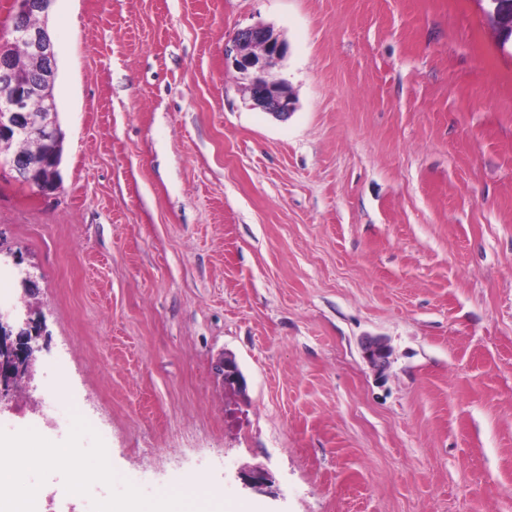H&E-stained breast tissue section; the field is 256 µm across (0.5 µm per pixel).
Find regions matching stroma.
Returning <instances> with one entry per match:
<instances>
[{
  "instance_id": "1",
  "label": "stroma",
  "mask_w": 512,
  "mask_h": 512,
  "mask_svg": "<svg viewBox=\"0 0 512 512\" xmlns=\"http://www.w3.org/2000/svg\"><path fill=\"white\" fill-rule=\"evenodd\" d=\"M489 8L56 0L60 186L0 168V289L45 322L0 429L61 443L80 404L152 497L512 512V41ZM258 22L287 46L285 120L224 55ZM360 347L364 360L382 373L388 365L390 354L385 341L379 337H367L361 341Z\"/></svg>"
}]
</instances>
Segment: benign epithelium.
Masks as SVG:
<instances>
[{
    "mask_svg": "<svg viewBox=\"0 0 512 512\" xmlns=\"http://www.w3.org/2000/svg\"><path fill=\"white\" fill-rule=\"evenodd\" d=\"M53 2L12 0L17 20L11 30L12 39L28 46L35 67L32 74L18 72L12 88L0 96V154L20 138L30 144L28 153H12L9 164L18 181L36 187L43 194L59 187L61 156V138L50 94L55 77V51L44 21ZM33 15L42 18L34 27L26 22ZM285 50V43L273 29L260 22L240 30L233 41L232 64L246 103L277 118L289 117L297 104L288 81L269 77V69L284 57ZM39 334V321L34 318L33 309L27 310L25 328L17 332L10 314L0 312V399L8 396L15 385L29 383L34 378L38 347L33 342ZM361 352L377 371L387 367L390 350L383 339L365 338L361 341ZM221 370L225 384L244 386L245 380L234 359H225Z\"/></svg>",
    "mask_w": 512,
    "mask_h": 512,
    "instance_id": "7a95c632",
    "label": "benign epithelium"
}]
</instances>
